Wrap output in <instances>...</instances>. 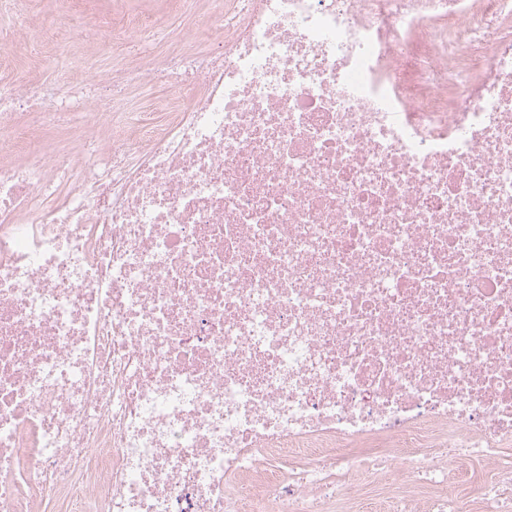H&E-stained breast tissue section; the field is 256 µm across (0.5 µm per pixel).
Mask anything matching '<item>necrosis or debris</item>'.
<instances>
[{
  "mask_svg": "<svg viewBox=\"0 0 512 512\" xmlns=\"http://www.w3.org/2000/svg\"><path fill=\"white\" fill-rule=\"evenodd\" d=\"M218 21L162 125L0 83V512H512V0Z\"/></svg>",
  "mask_w": 512,
  "mask_h": 512,
  "instance_id": "1",
  "label": "necrosis or debris"
}]
</instances>
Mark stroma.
I'll list each match as a JSON object with an SVG mask.
<instances>
[{"label":"stroma","instance_id":"obj_1","mask_svg":"<svg viewBox=\"0 0 512 512\" xmlns=\"http://www.w3.org/2000/svg\"><path fill=\"white\" fill-rule=\"evenodd\" d=\"M221 8L222 0H190L181 7L171 0H22L21 12L0 13V80L20 83L32 77L61 89L67 98L66 110L76 120L88 108L108 112L112 105L97 91L96 75L120 77L127 70H143L157 61L181 64L185 55L205 50L199 27L204 16L218 14ZM141 10L161 21L155 35L142 46L104 44L95 28L81 24L90 18L95 27H108L113 17ZM22 15L31 28L42 31V45L18 35ZM174 93L170 84L148 79L121 84L116 96L123 111L158 112Z\"/></svg>","mask_w":512,"mask_h":512}]
</instances>
